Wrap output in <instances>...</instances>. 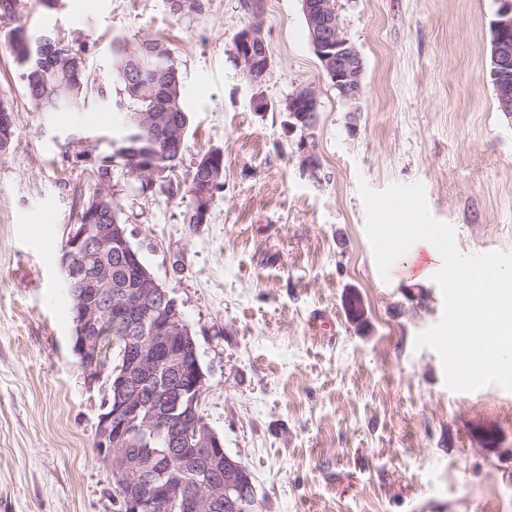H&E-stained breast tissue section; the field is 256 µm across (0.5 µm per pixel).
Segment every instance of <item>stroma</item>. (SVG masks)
<instances>
[{"label":"stroma","instance_id":"stroma-1","mask_svg":"<svg viewBox=\"0 0 512 512\" xmlns=\"http://www.w3.org/2000/svg\"><path fill=\"white\" fill-rule=\"evenodd\" d=\"M202 4L175 15L165 0H22V21L74 42L100 87L73 112L32 110L0 18V104L18 133L0 156V512H118L94 447L105 386L77 364L60 266L104 183L191 329L200 411L250 471L257 512H512V393L451 391L438 354L415 350L442 293L400 260L382 279L358 190L421 183L460 252L512 251V117L488 81L502 0H335L365 64L355 109L301 0ZM256 23L270 67L254 85L229 49ZM145 36L168 41L189 116L181 159L146 190L118 152L128 101L111 74L113 40ZM303 86L317 120L292 131L284 106ZM212 151L224 186L205 223H185L191 174ZM351 291L364 321L346 312Z\"/></svg>","mask_w":512,"mask_h":512}]
</instances>
